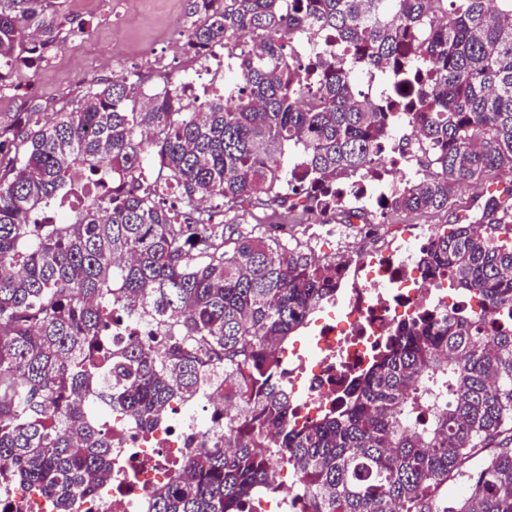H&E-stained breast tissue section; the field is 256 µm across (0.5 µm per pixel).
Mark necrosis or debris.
<instances>
[{"mask_svg":"<svg viewBox=\"0 0 512 512\" xmlns=\"http://www.w3.org/2000/svg\"><path fill=\"white\" fill-rule=\"evenodd\" d=\"M183 72L178 89L186 101L198 104L199 80L221 81L224 54L212 50L189 56ZM398 138L395 157L378 154L341 181L347 223L320 214L303 226L273 215L263 221L265 234L340 268L335 295L319 303L303 326L314 338L311 348L292 344L278 354L279 377L288 387L289 424L300 426L338 408L398 323L423 311L445 314L476 307L473 299L452 291L447 279L427 278L420 268L418 256L435 240V225L363 220L400 185L416 184L424 174L412 123L401 124ZM109 426L112 487L83 498L79 512H148V495L170 477L171 459L199 451L203 442L201 433L188 440L165 427L143 435L125 415L113 416Z\"/></svg>","mask_w":512,"mask_h":512,"instance_id":"necrosis-or-debris-1","label":"necrosis or debris"}]
</instances>
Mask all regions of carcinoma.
Here are the masks:
<instances>
[{"mask_svg":"<svg viewBox=\"0 0 512 512\" xmlns=\"http://www.w3.org/2000/svg\"><path fill=\"white\" fill-rule=\"evenodd\" d=\"M188 50L222 44L224 91L185 105L135 72L85 80L45 121L0 125V488L75 512L112 483L104 416L149 430L170 404L224 388V437L172 466L151 512H247L278 485L279 456L308 512H512V189L478 213L456 188L512 174V0H191ZM67 18L0 0V87L32 68ZM335 40L345 62L299 59L291 36ZM261 42L258 51L244 37ZM400 74L372 105L353 71ZM415 125L428 168L392 211H446L421 252L430 276L477 299L478 319L423 313L305 425L286 421L275 347L335 294L339 268L220 217L278 206L297 148L322 183L363 169ZM160 328L150 349L137 335ZM277 454L263 457L258 448ZM467 491L448 496V481Z\"/></svg>","mask_w":512,"mask_h":512,"instance_id":"1","label":"carcinoma"}]
</instances>
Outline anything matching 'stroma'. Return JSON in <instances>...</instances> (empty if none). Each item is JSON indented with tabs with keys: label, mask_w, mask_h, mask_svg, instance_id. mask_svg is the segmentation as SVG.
Here are the masks:
<instances>
[{
	"label": "stroma",
	"mask_w": 512,
	"mask_h": 512,
	"mask_svg": "<svg viewBox=\"0 0 512 512\" xmlns=\"http://www.w3.org/2000/svg\"><path fill=\"white\" fill-rule=\"evenodd\" d=\"M70 22L50 58L39 68L14 72L24 83L18 93L0 96V124H11L17 113L49 117L60 100L74 99L80 72L94 78L112 77L113 59L136 66L145 89L159 86L181 64L168 29L170 17L181 16L192 26L189 0H59Z\"/></svg>",
	"instance_id": "35a3bbf8"
}]
</instances>
